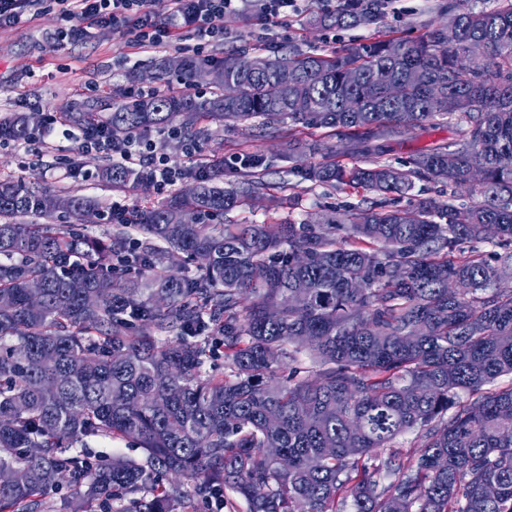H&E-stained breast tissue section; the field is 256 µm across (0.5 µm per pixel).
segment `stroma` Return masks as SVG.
Returning a JSON list of instances; mask_svg holds the SVG:
<instances>
[{"label": "stroma", "mask_w": 512, "mask_h": 512, "mask_svg": "<svg viewBox=\"0 0 512 512\" xmlns=\"http://www.w3.org/2000/svg\"><path fill=\"white\" fill-rule=\"evenodd\" d=\"M256 0H241L239 13L225 16L223 42L206 47L207 55L223 57L234 47L274 50L295 45L306 51H340L349 45L370 41L376 31L416 39L427 28L439 25L448 0H385L377 25L322 30L308 24L323 8L321 0H303L299 13L264 26L246 24L255 12ZM59 24L55 8L13 29L0 30V117L13 112L48 114L64 112L88 99H99L105 108L121 103L130 82L128 73L145 66L152 51H135L125 29H96L83 41L56 47L46 35ZM196 142L203 161L220 160L224 168L217 178L231 185L241 180L244 153L266 159L265 180L271 195L282 198L277 215L294 221H324L330 210L358 205L361 194L331 190L299 182L289 174L281 155L285 141L280 134L246 122L237 126L204 123ZM82 173L73 176L71 167ZM96 161L82 157L77 143L49 138L47 143L0 146V178L8 176L27 186L96 198L103 210H111V186L96 176Z\"/></svg>", "instance_id": "obj_1"}]
</instances>
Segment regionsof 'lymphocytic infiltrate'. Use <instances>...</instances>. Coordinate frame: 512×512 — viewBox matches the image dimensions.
<instances>
[{
    "instance_id": "f902f5d3",
    "label": "lymphocytic infiltrate",
    "mask_w": 512,
    "mask_h": 512,
    "mask_svg": "<svg viewBox=\"0 0 512 512\" xmlns=\"http://www.w3.org/2000/svg\"><path fill=\"white\" fill-rule=\"evenodd\" d=\"M61 25L52 34L54 43H74L100 27H129L131 42L139 49H183L185 40L201 42L223 35L225 15L238 13L235 0H54ZM58 132L75 141L82 156L109 158L143 170L156 191L174 186L187 168L159 153L151 140L134 137L112 140L95 128L73 131L58 116H49L43 128L31 136L43 140L47 132Z\"/></svg>"
}]
</instances>
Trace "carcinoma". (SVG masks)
I'll use <instances>...</instances> for the list:
<instances>
[{"label":"carcinoma","instance_id":"1","mask_svg":"<svg viewBox=\"0 0 512 512\" xmlns=\"http://www.w3.org/2000/svg\"><path fill=\"white\" fill-rule=\"evenodd\" d=\"M468 2L450 0L448 22L418 41L185 54L177 73L208 91L60 113L115 139L174 129L188 142L202 120L330 129L362 163L306 162L290 134L288 172L376 198L325 225L224 224L267 184L258 174L228 188L197 178L194 193L177 191L105 243L71 225L12 221L52 217L64 198L92 223V198L0 180V512H186L173 475L220 506L235 493L248 512H296L300 500L309 512H512V384L494 386L512 374V288L498 287L512 273V0L494 10ZM382 7L342 6L312 22L369 24ZM470 42L486 49L476 63L464 56ZM416 68L420 85L409 80ZM282 69L294 81L271 101ZM389 80L404 86L400 99ZM437 119L448 143L383 160L402 129ZM39 122L0 119V142L28 140ZM474 167L485 181L465 204L457 188ZM97 177L147 183L114 163ZM417 180L448 185L447 199L395 205L390 195ZM186 210L195 223H182ZM486 224L497 227L489 259ZM219 349L220 374L206 368ZM303 349L311 380L291 367ZM412 431L419 446L393 445ZM101 436L136 443L143 458H95L89 441Z\"/></svg>","mask_w":512,"mask_h":512}]
</instances>
